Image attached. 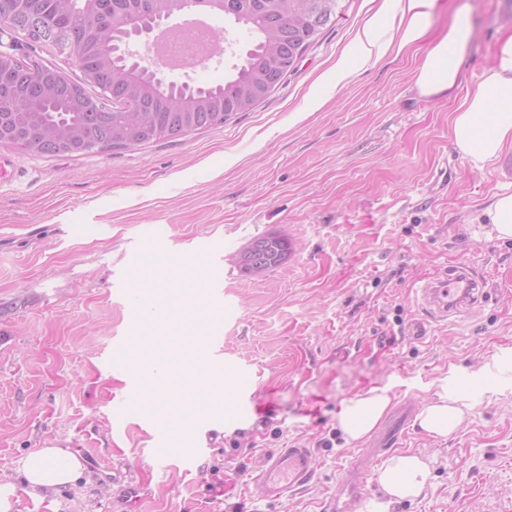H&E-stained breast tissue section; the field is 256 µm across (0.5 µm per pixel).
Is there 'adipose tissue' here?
<instances>
[{
    "label": "adipose tissue",
    "mask_w": 512,
    "mask_h": 512,
    "mask_svg": "<svg viewBox=\"0 0 512 512\" xmlns=\"http://www.w3.org/2000/svg\"><path fill=\"white\" fill-rule=\"evenodd\" d=\"M436 2L402 0L398 45L404 48L427 42L415 86L423 97L444 99L459 81L472 33L468 23L460 18L447 33L427 41L426 20ZM452 134L457 149L478 165L497 159L506 147H512V34L502 36L496 43L494 64L455 112ZM389 404V395L377 389L344 401L339 423L346 443L368 436ZM468 409L464 396L446 392L424 403L417 423L427 434L445 438L460 428ZM81 468L79 458L61 448H43L19 462V471L32 492L71 483L79 477ZM428 473V461L416 454L402 453L389 459L379 482L385 497L400 501L419 496Z\"/></svg>",
    "instance_id": "1"
}]
</instances>
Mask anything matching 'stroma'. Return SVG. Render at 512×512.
Returning a JSON list of instances; mask_svg holds the SVG:
<instances>
[{
  "mask_svg": "<svg viewBox=\"0 0 512 512\" xmlns=\"http://www.w3.org/2000/svg\"><path fill=\"white\" fill-rule=\"evenodd\" d=\"M393 0H342L292 73L251 111L170 142L73 155L0 145V484L16 485L11 512H322L351 463L365 495L385 501L367 458L346 444L342 401L371 389L391 402L376 434L403 430L399 452L429 460L423 493L388 512H512V240L498 239L487 208L512 194V149L477 165L456 149L452 119L493 64L512 0H438L427 42L457 14L471 49L451 98L421 97L425 44L332 72L357 32ZM225 28L230 53L171 72L198 86L223 82L249 38ZM278 233L292 253L252 279L235 256ZM203 260L223 292L209 303L207 352L224 375L237 419L205 415L186 448L164 453L167 430L134 412L114 424L131 388L113 350L150 316L126 293L147 260ZM463 262L486 281L480 311L431 324L415 290ZM470 410L458 432L435 438L415 419L444 391ZM314 451V478L274 502L248 485L275 449ZM83 464L72 483L33 496L18 471L40 448Z\"/></svg>",
  "mask_w": 512,
  "mask_h": 512,
  "instance_id": "stroma-1",
  "label": "stroma"
}]
</instances>
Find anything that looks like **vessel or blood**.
<instances>
[{"mask_svg": "<svg viewBox=\"0 0 512 512\" xmlns=\"http://www.w3.org/2000/svg\"><path fill=\"white\" fill-rule=\"evenodd\" d=\"M485 282L464 264L448 267L437 278L422 286L415 298L425 321L440 323L473 311L475 304L486 298ZM313 451L309 448H281L269 455L249 489L251 499L276 500L306 485L313 477ZM363 496L362 484L344 480L336 499L328 502L323 512H352Z\"/></svg>", "mask_w": 512, "mask_h": 512, "instance_id": "1", "label": "vessel or blood"}]
</instances>
